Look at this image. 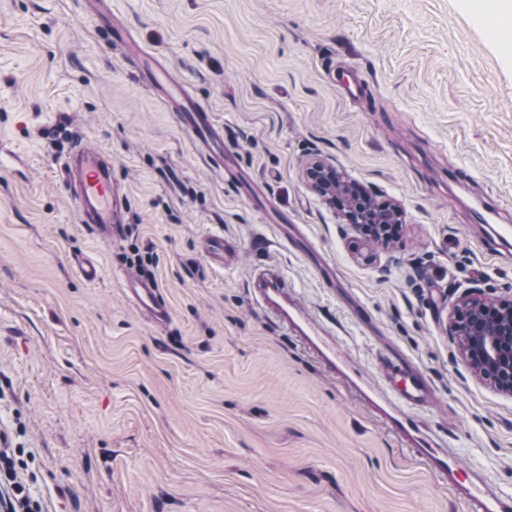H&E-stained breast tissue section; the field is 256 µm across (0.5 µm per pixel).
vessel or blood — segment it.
<instances>
[{
    "label": "vessel or blood",
    "instance_id": "obj_1",
    "mask_svg": "<svg viewBox=\"0 0 512 512\" xmlns=\"http://www.w3.org/2000/svg\"><path fill=\"white\" fill-rule=\"evenodd\" d=\"M98 21L112 46L121 48L133 63L138 82L158 93L191 141L212 163L223 168L225 176L236 177L237 165L224 144V130L211 110L194 100L184 84L172 80L167 68L151 54L133 49L128 28L115 23L111 12H102ZM63 167L68 197L82 223L104 237L119 236L120 196L112 180L111 155L77 144ZM122 288L127 301L147 318L158 324L169 320L171 311L153 282L128 274L122 279ZM250 288L254 301L265 313L298 337L322 366L346 385L363 392L365 400L382 414L387 426L413 443L415 457L445 479L452 481L460 476L456 453L438 447L434 440L418 437L407 413L408 408L430 401L431 387L422 375L408 369L396 389H366L360 378L351 376L350 363L334 337L310 315L280 271L273 267L257 269L250 279ZM466 500L468 512H512V494L482 481L468 488Z\"/></svg>",
    "mask_w": 512,
    "mask_h": 512
}]
</instances>
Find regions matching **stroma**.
<instances>
[{"mask_svg":"<svg viewBox=\"0 0 512 512\" xmlns=\"http://www.w3.org/2000/svg\"><path fill=\"white\" fill-rule=\"evenodd\" d=\"M116 20L224 127L247 181L303 225L315 268L198 153L82 0H0V448L43 512H464L251 298L278 268L368 376L405 356L436 399L410 414L460 465L512 491V397L448 334L464 289L512 294V40L470 0H112ZM362 74L360 100L342 78ZM112 155L126 197L109 241L65 190L75 143ZM334 165L398 204L389 245L304 178ZM465 168L467 178L456 169ZM210 235L234 249L211 264ZM156 254L171 310L126 301ZM97 258L98 280L78 260ZM364 306L354 322L347 301Z\"/></svg>","mask_w":512,"mask_h":512,"instance_id":"stroma-1","label":"stroma"}]
</instances>
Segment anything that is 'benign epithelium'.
Segmentation results:
<instances>
[{
	"label": "benign epithelium",
	"mask_w": 512,
	"mask_h": 512,
	"mask_svg": "<svg viewBox=\"0 0 512 512\" xmlns=\"http://www.w3.org/2000/svg\"><path fill=\"white\" fill-rule=\"evenodd\" d=\"M305 177L311 189L333 207L338 197L355 190L321 159L309 163ZM343 217L349 224H400L402 210L389 204L377 212L356 216L345 212ZM448 335L458 341L460 357L475 377L512 395V295L490 307L481 289L467 290L448 316Z\"/></svg>",
	"instance_id": "1"
}]
</instances>
